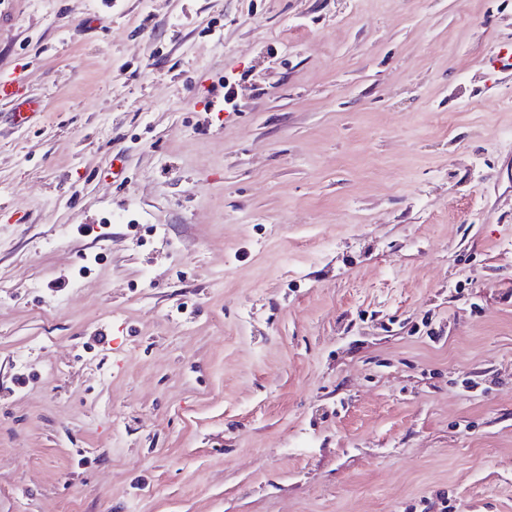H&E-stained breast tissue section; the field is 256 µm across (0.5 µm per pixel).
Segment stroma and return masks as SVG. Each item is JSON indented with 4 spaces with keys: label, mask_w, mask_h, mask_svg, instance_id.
<instances>
[{
    "label": "stroma",
    "mask_w": 512,
    "mask_h": 512,
    "mask_svg": "<svg viewBox=\"0 0 512 512\" xmlns=\"http://www.w3.org/2000/svg\"><path fill=\"white\" fill-rule=\"evenodd\" d=\"M15 74L0 512H512V0H0Z\"/></svg>",
    "instance_id": "obj_1"
}]
</instances>
